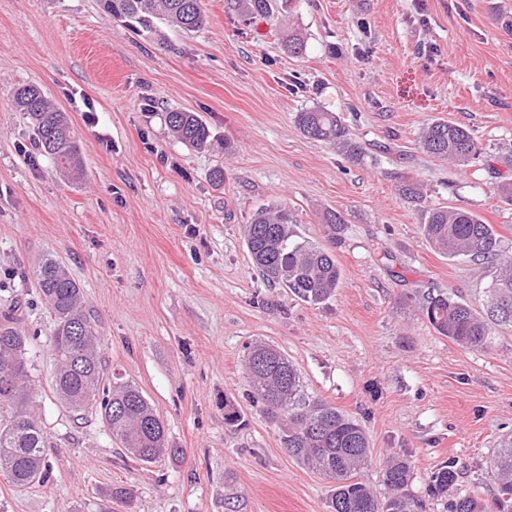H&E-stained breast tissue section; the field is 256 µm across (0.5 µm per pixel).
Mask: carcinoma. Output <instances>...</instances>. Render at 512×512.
I'll return each instance as SVG.
<instances>
[{
  "instance_id": "carcinoma-1",
  "label": "carcinoma",
  "mask_w": 512,
  "mask_h": 512,
  "mask_svg": "<svg viewBox=\"0 0 512 512\" xmlns=\"http://www.w3.org/2000/svg\"><path fill=\"white\" fill-rule=\"evenodd\" d=\"M102 7L113 19L132 21L147 31L164 23L195 32L205 24L202 0H102ZM275 10L276 0H224V11L237 15L246 26L269 21ZM283 47L288 55L301 58L307 43L290 28ZM12 97L17 111L30 120L38 147L57 170L80 172L79 145L65 113L35 85L15 88ZM295 119L305 137L330 145L350 162L368 159L376 164L394 154L389 143L359 141L337 112L310 107L296 113ZM165 120L181 142L196 149L210 143L211 131L195 113L173 109L166 112ZM419 144L426 154L464 171L481 154L466 127L444 119L426 123ZM322 222L331 242L342 244L345 217L328 208ZM296 223L283 203L260 208L245 225V244L268 284L288 290L304 303L319 305L336 293L342 272L332 251L296 234ZM421 232L426 243L445 257L483 261L496 268L480 311L455 293H428L419 302L423 317L437 334L464 348H488L494 327L512 328V257L501 253L500 236L475 213L445 206L424 210ZM36 278L42 299L56 317L53 392L59 403L78 416L99 415L112 436L143 463L179 453L168 447L164 422L143 393L115 374L106 376L101 336L81 301L78 284L49 258L38 266ZM28 341L14 328L0 326V477L16 486L33 485L49 474L48 435L29 410ZM246 366L251 396L278 428L282 448L336 482L329 512H413L408 462L396 459L384 466L381 482L388 494L383 497L356 479L370 453L365 430L336 407L310 396L297 369L280 350L256 345L247 354ZM493 468L498 495L489 504L461 491L449 493L457 481L452 462L432 473L429 493L447 498L448 512H512V440L496 455Z\"/></svg>"
}]
</instances>
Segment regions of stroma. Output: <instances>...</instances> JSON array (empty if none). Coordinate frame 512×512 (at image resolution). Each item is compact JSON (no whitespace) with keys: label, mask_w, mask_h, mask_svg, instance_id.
Returning <instances> with one entry per match:
<instances>
[{"label":"stroma","mask_w":512,"mask_h":512,"mask_svg":"<svg viewBox=\"0 0 512 512\" xmlns=\"http://www.w3.org/2000/svg\"><path fill=\"white\" fill-rule=\"evenodd\" d=\"M204 30L139 32L98 0H0V324L29 334L36 416L50 477L0 479V512H328L331 480L287 455L252 402L247 347L283 352L308 393L365 429L360 480L381 490L392 458L411 465L426 512L431 473L455 462L457 486L490 501L489 463L512 436V329L465 349L424 320L415 294L455 292L480 305L494 270L452 261L423 240L422 207L465 208L512 253V202L500 176L421 152L429 120L467 127L487 153L512 146V0H289L258 28L202 0ZM304 58L280 46L283 29ZM39 86L78 136L79 176L38 151L11 93ZM340 113L357 139H395L404 162L354 165L304 137L297 112ZM196 113L207 148L182 144L166 110ZM234 151L225 154V143ZM224 170L223 187L209 174ZM425 187L408 202L403 180ZM285 203L303 239L325 243L332 208L348 220L335 250L343 284L312 306L263 279L244 226ZM56 259L101 325L107 372L138 386L163 420L173 456L146 464L95 416L54 396V315L35 271ZM241 424L224 422V404ZM136 490L132 506L112 486Z\"/></svg>","instance_id":"stroma-1"}]
</instances>
